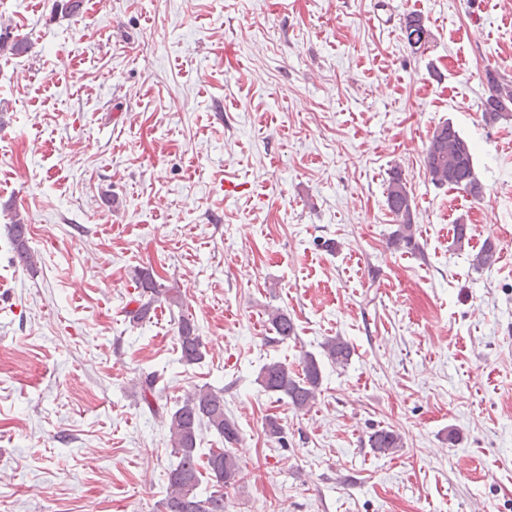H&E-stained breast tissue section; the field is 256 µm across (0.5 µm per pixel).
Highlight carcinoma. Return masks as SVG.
<instances>
[{
  "instance_id": "obj_1",
  "label": "carcinoma",
  "mask_w": 512,
  "mask_h": 512,
  "mask_svg": "<svg viewBox=\"0 0 512 512\" xmlns=\"http://www.w3.org/2000/svg\"><path fill=\"white\" fill-rule=\"evenodd\" d=\"M410 49L417 53L426 48L431 37L421 15L409 14L401 27ZM28 49L27 40L11 36L9 31H0V54L21 55ZM512 117V83H502L490 78V94L483 102V118L487 123ZM425 166L431 181L439 186L461 190L477 199L483 194V186L476 176L473 165V147L451 122H442L435 127L425 148ZM386 204L396 229L392 231L390 243L398 249L415 252L419 245L415 239L412 198L401 170L394 169L386 181ZM28 230L24 218L16 214L10 224V240L20 261L27 267L35 265L34 254L28 247ZM498 260L493 244H485L472 259L475 269L492 267ZM137 283L143 293L150 294L148 301L132 312V321L139 323L150 318L153 302L165 295V291L150 273L137 274ZM268 322L283 342L295 335V326L288 312L274 308L268 312ZM178 342L180 361L191 365L203 358L202 336L195 321L187 316L178 320ZM325 358L337 366L349 363L352 347L342 337L327 339L322 344ZM157 377L149 375L142 386L143 403L153 415L159 414L155 407ZM257 382L267 393L286 400L295 411L310 408L320 392L322 375L319 362L311 354H305L301 371H294L281 361L265 363L259 370ZM167 426L170 444L177 455V463L167 473V492L163 501L164 512H224V489L243 479V467L239 459L226 448H212L206 458L205 471H200L197 445L200 435L208 429L216 433L225 443L233 445L240 441L237 424L224 415V392L202 387L192 397L185 399L176 409L168 413ZM266 436L287 447L282 425L275 418L265 421ZM368 445L379 455H392L403 447L402 436L390 429L379 428L368 436ZM207 474L212 491L206 495L198 492L202 474Z\"/></svg>"
}]
</instances>
